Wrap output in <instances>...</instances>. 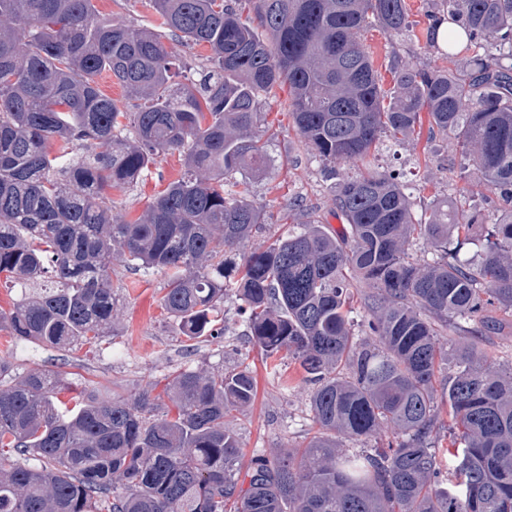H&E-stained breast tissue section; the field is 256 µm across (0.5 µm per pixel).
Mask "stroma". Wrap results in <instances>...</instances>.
<instances>
[{
	"label": "stroma",
	"mask_w": 512,
	"mask_h": 512,
	"mask_svg": "<svg viewBox=\"0 0 512 512\" xmlns=\"http://www.w3.org/2000/svg\"><path fill=\"white\" fill-rule=\"evenodd\" d=\"M100 17L137 27L157 28L159 19L147 0H93ZM365 43L374 64L385 69L391 59L411 66L465 65L472 51L459 47L451 59L428 51L423 41L391 37L381 29L367 32ZM263 112L275 136L268 146L270 165L250 178V199L263 205L267 224L254 233L252 245H266L299 223L311 221L339 229L332 199L334 179L301 141L288 117V91L275 89L264 101ZM453 139L431 136L421 124L413 137L392 147H379L367 159L371 169H393L411 192L415 214L430 209L432 199L451 200L459 210H480L484 223L499 219L496 208L476 196V179H459L448 168L456 156ZM184 172L183 158L166 153L156 158L138 183L126 191H113V210L124 219H136L167 185ZM166 272L150 273L112 263V293L116 299L112 332L99 345L78 344L66 351L34 344L15 343L8 330L0 329V355L9 356L15 372L48 367L68 380L72 392L109 390L130 398L139 392L162 393L170 375L185 368L231 372L250 367L256 378V397L247 408L235 413L229 427L237 437L243 461L259 454L270 455L283 448H303L317 432L310 408L309 384L301 368L283 361L279 371L266 366L259 349L248 336L246 314L239 300L229 297L218 317L224 335L202 342L188 340L177 322L162 308L167 286Z\"/></svg>",
	"instance_id": "35a3bbf8"
}]
</instances>
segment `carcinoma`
Masks as SVG:
<instances>
[{"instance_id":"cac0c4a2","label":"carcinoma","mask_w":512,"mask_h":512,"mask_svg":"<svg viewBox=\"0 0 512 512\" xmlns=\"http://www.w3.org/2000/svg\"><path fill=\"white\" fill-rule=\"evenodd\" d=\"M150 4L161 28L209 49L189 85L172 83L186 66L160 34L104 20L92 0H0V274L40 287L0 311V327L66 350L112 331L114 258L169 270L162 306L183 334L222 335L214 314L235 296L272 368L287 357L304 371L321 435L244 469L226 419L256 395L247 369H182L166 402L91 392L68 408L60 373L16 376L0 358V451L22 459L0 470V512H512V372L486 362L482 340L492 312L512 316V66L502 64L512 0H433L426 45L448 58L460 29L483 53L463 70L394 60L388 88L363 36L373 24L411 35L405 0ZM104 73L140 100L135 110L101 92ZM285 85L293 127L335 176L345 224L309 223L230 270L228 254L266 212L225 179L266 169L260 106ZM422 112L456 141L450 169L476 170L495 195L497 223L446 201L418 221L395 173L341 171L384 138L410 137ZM77 147L86 155L74 159ZM173 151L184 174L137 220L115 214L110 191ZM475 236L480 250L461 257ZM419 243L431 260L412 253ZM357 288L369 289L358 342ZM457 319L473 340L449 355L438 337ZM441 404L458 440L449 477L432 438ZM385 426L402 438L374 453L336 440Z\"/></svg>"}]
</instances>
